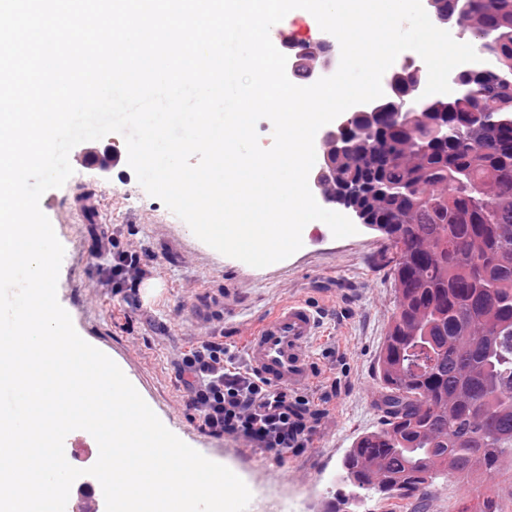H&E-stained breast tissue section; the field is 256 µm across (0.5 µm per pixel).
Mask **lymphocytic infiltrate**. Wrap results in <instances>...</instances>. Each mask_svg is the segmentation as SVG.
Wrapping results in <instances>:
<instances>
[{
  "instance_id": "f902f5d3",
  "label": "lymphocytic infiltrate",
  "mask_w": 512,
  "mask_h": 512,
  "mask_svg": "<svg viewBox=\"0 0 512 512\" xmlns=\"http://www.w3.org/2000/svg\"><path fill=\"white\" fill-rule=\"evenodd\" d=\"M182 365L190 377L189 405L210 435L233 436L277 455L307 446L321 410L239 369L223 337L192 344Z\"/></svg>"
}]
</instances>
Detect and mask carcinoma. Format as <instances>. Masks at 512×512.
Here are the masks:
<instances>
[{
    "label": "carcinoma",
    "instance_id": "obj_1",
    "mask_svg": "<svg viewBox=\"0 0 512 512\" xmlns=\"http://www.w3.org/2000/svg\"><path fill=\"white\" fill-rule=\"evenodd\" d=\"M429 7L449 26L467 15L496 65L463 77L459 97L422 100L410 128L396 113L423 74L392 75L388 95L339 131L348 150L322 157L331 184L383 225L397 289L378 357L382 427L348 450L343 480L416 500L440 477L490 475L512 455V0ZM313 61L292 60V78L313 79Z\"/></svg>",
    "mask_w": 512,
    "mask_h": 512
}]
</instances>
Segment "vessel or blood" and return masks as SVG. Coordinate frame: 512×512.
Returning <instances> with one entry per match:
<instances>
[{
    "mask_svg": "<svg viewBox=\"0 0 512 512\" xmlns=\"http://www.w3.org/2000/svg\"><path fill=\"white\" fill-rule=\"evenodd\" d=\"M319 324L316 310L304 301L279 305L246 339L251 370L277 388L307 386L313 378L310 347Z\"/></svg>",
    "mask_w": 512,
    "mask_h": 512,
    "instance_id": "obj_1",
    "label": "vessel or blood"
}]
</instances>
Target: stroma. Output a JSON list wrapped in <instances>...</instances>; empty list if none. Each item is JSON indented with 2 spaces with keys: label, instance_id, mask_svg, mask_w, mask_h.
I'll list each match as a JSON object with an SVG mask.
<instances>
[{
  "label": "stroma",
  "instance_id": "obj_1",
  "mask_svg": "<svg viewBox=\"0 0 512 512\" xmlns=\"http://www.w3.org/2000/svg\"><path fill=\"white\" fill-rule=\"evenodd\" d=\"M40 205L65 249L57 298L78 334L121 368L170 431L244 480L252 492L247 512H289L292 501L303 512H322L332 495L351 494L341 464L358 437L381 426L377 360L395 310L378 232L362 226L337 239L329 227L307 226L304 246L289 258L245 266L196 238L124 161L109 172L75 166ZM107 239L146 254L151 277L130 290L105 284L92 253ZM295 298L320 312L310 349L315 375L300 394L327 412L308 447L276 457L241 439L213 437L186 404L184 352L216 335L240 348L255 323ZM327 393L333 399L326 404ZM466 485L472 495L463 494ZM426 496L440 499L443 512H478L487 497L499 512H512V456L501 458L490 477L437 479Z\"/></svg>",
  "mask_w": 512,
  "mask_h": 512
}]
</instances>
